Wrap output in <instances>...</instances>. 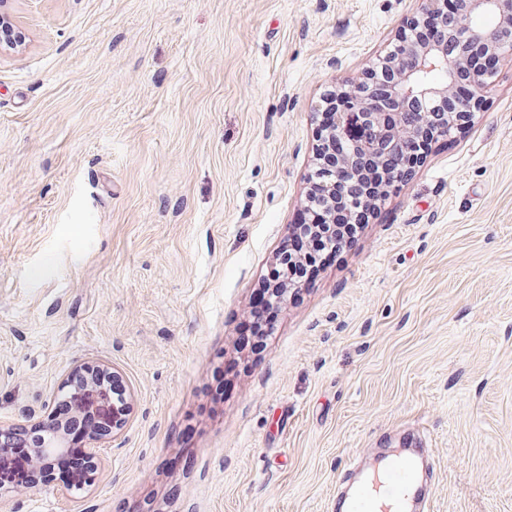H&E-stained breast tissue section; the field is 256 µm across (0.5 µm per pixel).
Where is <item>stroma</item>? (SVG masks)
<instances>
[{
	"instance_id": "35a3bbf8",
	"label": "stroma",
	"mask_w": 512,
	"mask_h": 512,
	"mask_svg": "<svg viewBox=\"0 0 512 512\" xmlns=\"http://www.w3.org/2000/svg\"><path fill=\"white\" fill-rule=\"evenodd\" d=\"M420 0H0V424L71 372L129 412L80 491L0 512H331L418 437L429 512H512V64L209 414L238 322L306 203L315 106Z\"/></svg>"
}]
</instances>
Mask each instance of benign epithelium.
I'll return each instance as SVG.
<instances>
[{"label":"benign epithelium","instance_id":"benign-epithelium-1","mask_svg":"<svg viewBox=\"0 0 512 512\" xmlns=\"http://www.w3.org/2000/svg\"><path fill=\"white\" fill-rule=\"evenodd\" d=\"M447 0H422L417 18L440 17L436 40L424 43L412 33L401 35L398 43L378 59L392 85H374L369 72L341 83L328 91L319 107L336 108L335 129L319 133L316 156L327 151L336 163V175L362 181L371 175L378 183L375 198L382 200L389 189L402 183V171L394 168V156L401 155L417 165L421 157L413 152L416 141L434 130H448V123H466L485 106L483 89L491 83L494 71L489 60L501 61L512 55V0H458L452 14ZM479 16L494 19L491 27H479L472 20ZM433 69L448 71V79L434 82L427 78ZM357 127L370 130V136L345 150L342 142ZM314 235L332 236L337 224L333 211L324 210L306 226ZM65 398L75 412L96 418H112V430L120 429L119 414L101 380L75 371L68 381ZM67 447L64 435L55 430L50 439L34 451L33 469L44 471Z\"/></svg>","mask_w":512,"mask_h":512}]
</instances>
